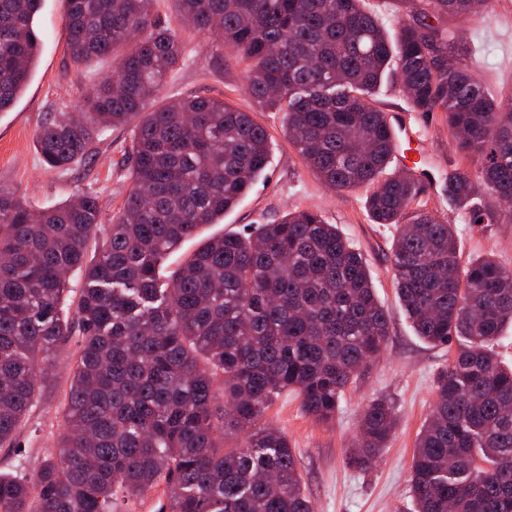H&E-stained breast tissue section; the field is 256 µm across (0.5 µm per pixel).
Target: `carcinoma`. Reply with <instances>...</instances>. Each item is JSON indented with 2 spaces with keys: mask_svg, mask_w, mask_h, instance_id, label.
Masks as SVG:
<instances>
[{
  "mask_svg": "<svg viewBox=\"0 0 512 512\" xmlns=\"http://www.w3.org/2000/svg\"><path fill=\"white\" fill-rule=\"evenodd\" d=\"M179 21L248 62L246 90L287 113L284 136L328 185L370 187L376 224L395 228L391 263L418 336L457 342L417 436L415 512H512V368L495 345L512 328V271L492 256L462 261L452 225L414 207L423 188L386 177L392 126L370 102L386 79L418 112H446L456 153L448 202L495 224L512 206V104L468 65L467 42L425 22L470 15L488 0H424L397 41L363 0H175ZM77 67L125 53L75 117L35 134L46 168L69 171L108 128L134 127V189L110 232L85 190L41 212L0 185V443L33 406L44 363L79 348L65 429L35 474L0 473V512H112V498L165 486L168 512H313L294 450L265 425L273 398L297 393L318 422L381 355L388 315L363 254L315 211L207 240L170 275L166 257L233 209L263 175L269 134L221 99L156 103L182 43L153 0H64ZM43 0H0V112L25 91L40 56ZM83 278L69 299L68 273ZM395 425L386 400L366 406L350 464L374 466ZM236 439L233 447L226 440Z\"/></svg>",
  "mask_w": 512,
  "mask_h": 512,
  "instance_id": "carcinoma-1",
  "label": "carcinoma"
}]
</instances>
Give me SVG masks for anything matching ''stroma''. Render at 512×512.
Instances as JSON below:
<instances>
[{"mask_svg":"<svg viewBox=\"0 0 512 512\" xmlns=\"http://www.w3.org/2000/svg\"><path fill=\"white\" fill-rule=\"evenodd\" d=\"M389 37H397L403 23L412 21L421 0H365ZM154 15L176 27L183 54L167 77L162 97L203 95L219 98L252 113L269 133L270 163L239 204L223 220L199 228L166 260L176 269L209 237L269 224L288 212L318 211L326 223L339 227L363 254L379 301L389 315L390 335L383 354L369 363L349 384L336 417L319 423L301 407L296 393L278 396L268 409L269 425L288 439L297 456L302 484L315 512H413L408 490L417 435L428 417L437 373L453 354L452 347L434 346L417 336L395 294L391 253L394 230L374 223L366 208L365 189L338 190L326 186L283 136L287 116L254 108L245 96V62L226 59L212 38L179 26L174 0H154ZM442 28L457 32L472 49L474 67L497 98H512V0H492L491 9L469 18L445 16ZM42 41L38 65L16 106L0 113V185L17 188L25 204L39 211L58 204L76 191L97 192L105 217L119 213L132 189L123 164L131 129H111L98 142L93 159L61 174L45 168L34 147L35 133L54 112L70 111L99 78L112 74L116 62L104 58L85 67L75 66L67 53V27L62 0H44L37 18ZM374 103L394 128L421 134L405 148L404 160H393L390 172L423 175L422 210L455 225L464 258L494 255L512 269V216L496 224H473L466 212L449 203L445 192L448 170L472 169L471 161L453 154V140L440 112L414 111L405 93L384 83ZM77 359L76 345L48 363L50 376L40 387L14 441L0 445V471H15L27 459L34 474L63 429L64 403ZM385 397L396 409L392 436L377 463L367 471L353 467L349 454L359 438L361 413L373 399Z\"/></svg>","mask_w":512,"mask_h":512,"instance_id":"35a3bbf8","label":"stroma"}]
</instances>
